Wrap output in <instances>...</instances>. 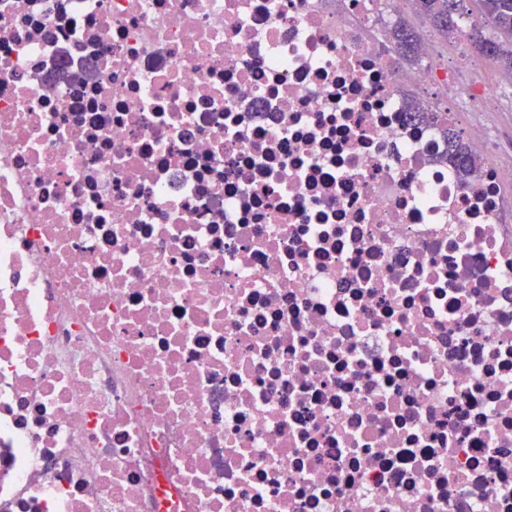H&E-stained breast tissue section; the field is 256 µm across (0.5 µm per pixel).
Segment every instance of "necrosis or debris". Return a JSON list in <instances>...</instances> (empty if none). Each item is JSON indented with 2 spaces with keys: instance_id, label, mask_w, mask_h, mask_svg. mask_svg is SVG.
<instances>
[{
  "instance_id": "necrosis-or-debris-1",
  "label": "necrosis or debris",
  "mask_w": 512,
  "mask_h": 512,
  "mask_svg": "<svg viewBox=\"0 0 512 512\" xmlns=\"http://www.w3.org/2000/svg\"><path fill=\"white\" fill-rule=\"evenodd\" d=\"M397 0H0V512H512V165ZM444 133L448 139L450 160L457 171L464 179L473 177L481 166L480 159L469 150L455 128L446 125Z\"/></svg>"
}]
</instances>
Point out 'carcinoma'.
<instances>
[{"mask_svg":"<svg viewBox=\"0 0 512 512\" xmlns=\"http://www.w3.org/2000/svg\"><path fill=\"white\" fill-rule=\"evenodd\" d=\"M468 0H413L415 10L425 16L433 30L444 39H456L460 34L458 18L468 11ZM478 13L492 24L496 35H486L474 25L466 34V40L476 54L499 64L506 72H512V0H473ZM419 34L407 22L400 20L390 30V44L401 61L416 60ZM448 151L459 174L468 179L479 170L481 163L466 146L459 132L445 128Z\"/></svg>","mask_w":512,"mask_h":512,"instance_id":"1","label":"carcinoma"}]
</instances>
